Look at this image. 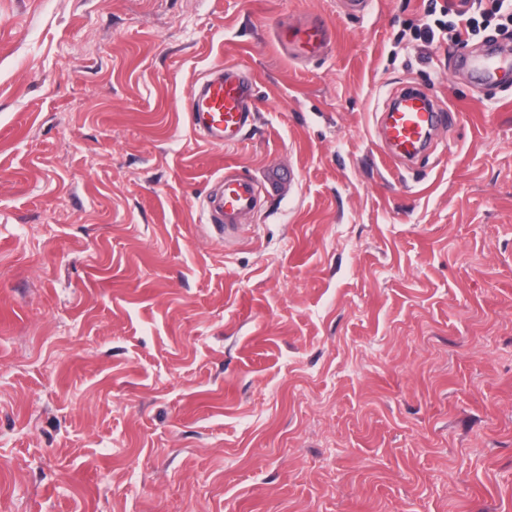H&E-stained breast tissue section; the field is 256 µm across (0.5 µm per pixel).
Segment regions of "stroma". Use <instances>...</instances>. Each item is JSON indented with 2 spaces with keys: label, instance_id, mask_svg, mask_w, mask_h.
I'll return each mask as SVG.
<instances>
[{
  "label": "stroma",
  "instance_id": "35a3bbf8",
  "mask_svg": "<svg viewBox=\"0 0 512 512\" xmlns=\"http://www.w3.org/2000/svg\"><path fill=\"white\" fill-rule=\"evenodd\" d=\"M433 6L0 0V512H512V76L418 40ZM231 64L213 145L186 103ZM405 87L451 112L408 167ZM228 163L267 187L229 249ZM330 42L328 27L319 18H311L299 25L296 34L283 40V47L298 59H307L321 53ZM458 64L475 73L480 81L488 83H495L509 70L508 64L500 63L496 57L474 52L462 54ZM254 77L237 65L208 74L191 92L193 129L215 145L238 143L253 121Z\"/></svg>",
  "mask_w": 512,
  "mask_h": 512
}]
</instances>
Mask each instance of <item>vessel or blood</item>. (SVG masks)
Listing matches in <instances>:
<instances>
[{"label":"vessel or blood","mask_w":512,"mask_h":512,"mask_svg":"<svg viewBox=\"0 0 512 512\" xmlns=\"http://www.w3.org/2000/svg\"><path fill=\"white\" fill-rule=\"evenodd\" d=\"M329 42L328 27L312 18L299 25L295 35L284 40L283 47L289 55L305 59L321 53ZM458 64L488 83L496 82L512 69L494 56L474 52L461 55ZM255 94L253 76L239 66L229 65L208 74L191 92L193 129L215 145L238 143L253 121ZM445 120V113L424 92L399 96L396 106L386 115L383 143L398 158L413 160L424 150L432 131ZM262 192L258 181L225 167L203 205V217L215 234H235L242 218L256 211Z\"/></svg>","instance_id":"1"}]
</instances>
